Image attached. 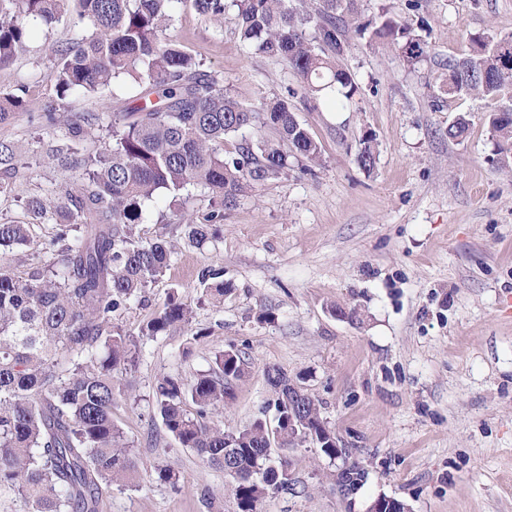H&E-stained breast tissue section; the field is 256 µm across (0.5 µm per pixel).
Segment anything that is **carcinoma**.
Here are the masks:
<instances>
[{
    "mask_svg": "<svg viewBox=\"0 0 512 512\" xmlns=\"http://www.w3.org/2000/svg\"><path fill=\"white\" fill-rule=\"evenodd\" d=\"M175 2L0 0V68L26 51L32 23L50 25L71 12L91 34L56 48L50 77L56 101L109 92L116 98L128 80L139 101L122 112L76 113L64 124L53 106L31 116L48 135L36 141L33 155L55 159L80 179L53 204L41 195L26 200L35 223L53 225L38 244L54 257L51 263L13 273L2 260L34 243L33 225L0 223V490L22 498L28 512H99L112 485L137 473L112 420L123 393L120 374L136 362L141 340L179 332L191 316L189 305L171 293L138 333L113 323L164 275L174 254L169 241L141 236L149 204L161 192L171 196L176 206L162 220L183 225L188 243L202 247L218 237L224 210L239 198L287 174L294 160L321 161L320 145L287 101L260 110L244 105L167 34ZM299 2L293 8L289 0H192L198 13L215 21L234 10L242 41L283 58L304 94L335 112L345 111L357 91L342 65L350 49L346 28L392 44L408 63L428 53L427 44L395 19L362 20L359 0ZM472 41L469 57L448 62L443 92L505 102L488 123L500 166L512 170V37ZM27 94L24 85L0 91V123L23 108ZM265 128L273 136L245 135ZM95 131L111 144L92 152L87 140ZM232 137L240 143L226 153L224 141ZM375 160V138L368 134L358 163L370 170ZM32 166L14 143L0 140V194ZM198 188L207 194L201 222L179 204ZM200 284L207 296L228 292L220 268L205 269ZM247 371L237 350L221 351L192 380L164 376L155 404L181 447L224 471L237 512H259L268 495L291 481L288 455L268 458L271 434L281 448L312 444L331 461L339 449L315 400L274 366L264 375L275 425L261 417L240 429L215 422ZM364 478L358 466L346 467L336 481L340 495L357 490Z\"/></svg>",
    "mask_w": 512,
    "mask_h": 512,
    "instance_id": "obj_1",
    "label": "carcinoma"
}]
</instances>
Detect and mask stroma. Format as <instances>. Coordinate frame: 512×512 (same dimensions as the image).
<instances>
[{"label": "stroma", "instance_id": "stroma-1", "mask_svg": "<svg viewBox=\"0 0 512 512\" xmlns=\"http://www.w3.org/2000/svg\"><path fill=\"white\" fill-rule=\"evenodd\" d=\"M407 25L429 54L407 64L394 46L347 31L343 64L359 87L349 110L314 106L285 61L244 44L233 15L219 22L178 0L169 32L218 86L262 107L288 98L321 147L313 171L294 165L224 214L220 239L188 246L147 211L144 236L175 246L164 275L115 319L138 332L171 291L190 304L185 332L144 341L125 375L129 395L112 412L138 465L113 486L100 512H235L222 470L204 464L165 430L153 407L158 380L193 378L217 352L240 351L248 374L224 404L226 428L259 416L272 392L264 370L302 376L322 418L366 480L342 497L341 467L313 445L289 449L290 489L261 512H368L380 496L411 512H512V170L496 162L488 115L496 101L441 94L449 60L473 51L472 36L512 35V0H361ZM82 30L66 14L31 29L28 49L0 70V91L29 88L24 108L0 123V140L36 145L33 114L53 105L51 49ZM466 138L449 139L458 117ZM378 154L357 163L364 134ZM75 174L43 162L0 195V222L26 223L25 200L74 187ZM220 267L231 291L203 299L199 275ZM354 308L355 320L335 307ZM272 316L262 319L261 309ZM169 468L177 484L160 481Z\"/></svg>", "mask_w": 512, "mask_h": 512}]
</instances>
